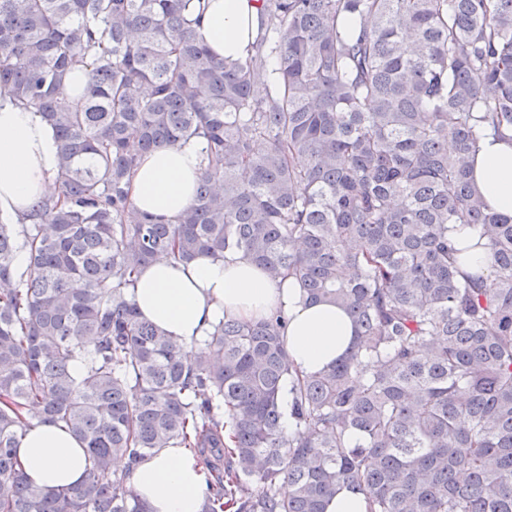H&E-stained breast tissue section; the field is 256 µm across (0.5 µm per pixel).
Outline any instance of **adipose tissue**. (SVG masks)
I'll list each match as a JSON object with an SVG mask.
<instances>
[{
    "label": "adipose tissue",
    "instance_id": "ef3b65f1",
    "mask_svg": "<svg viewBox=\"0 0 512 512\" xmlns=\"http://www.w3.org/2000/svg\"><path fill=\"white\" fill-rule=\"evenodd\" d=\"M257 0H208L196 28L216 59L243 57L256 34ZM204 144L191 139L141 156L131 182L135 209L172 219L195 198ZM57 168L53 128L33 109L0 90V220L18 222L50 195ZM474 183L495 212L512 216V142L481 138ZM142 319L193 349L219 321H249L281 310L288 317L285 344L306 374L326 369L351 346L354 325L329 302H311L300 288L278 284L240 253L201 255L190 262L162 257L143 268L131 290ZM18 457L28 484L61 490L79 483L86 452L68 430L27 415ZM131 486L145 512H201L207 477L199 460L181 448H161L132 470Z\"/></svg>",
    "mask_w": 512,
    "mask_h": 512
}]
</instances>
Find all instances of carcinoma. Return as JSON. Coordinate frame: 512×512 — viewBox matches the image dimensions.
Here are the masks:
<instances>
[{
	"label": "carcinoma",
	"mask_w": 512,
	"mask_h": 512,
	"mask_svg": "<svg viewBox=\"0 0 512 512\" xmlns=\"http://www.w3.org/2000/svg\"><path fill=\"white\" fill-rule=\"evenodd\" d=\"M258 2L228 66L193 33L204 0H0V87L58 144L42 223L0 224V512H144L112 461L158 448L224 459L202 512H325L340 486L366 512H512V217L472 180L481 137L512 140V0ZM192 138L191 206L136 212L139 156ZM226 250L342 308L354 347L307 375L278 310L187 359L129 288ZM30 406L83 443L79 486L23 477ZM449 233L456 240L458 247L463 249V268L469 272L486 273L491 262L488 250L480 245V242L484 241H479L478 231L472 226L454 224Z\"/></svg>",
	"instance_id": "carcinoma-1"
}]
</instances>
